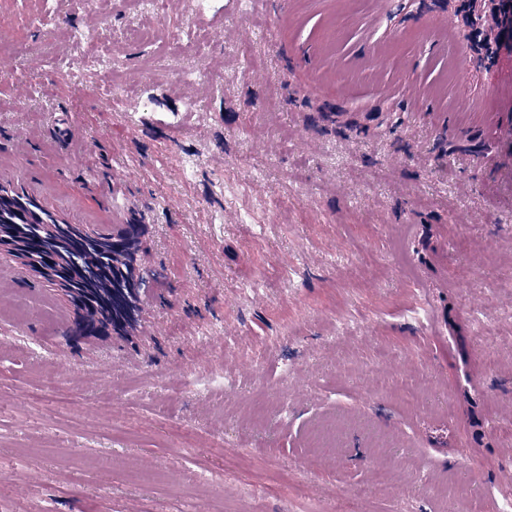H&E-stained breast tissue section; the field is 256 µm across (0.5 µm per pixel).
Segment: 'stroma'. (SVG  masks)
<instances>
[{
    "label": "stroma",
    "mask_w": 512,
    "mask_h": 512,
    "mask_svg": "<svg viewBox=\"0 0 512 512\" xmlns=\"http://www.w3.org/2000/svg\"><path fill=\"white\" fill-rule=\"evenodd\" d=\"M391 7L0 0V183L73 224L137 225L146 277L131 338L79 336L0 259V512L502 497L512 55L485 68L446 11Z\"/></svg>",
    "instance_id": "stroma-1"
}]
</instances>
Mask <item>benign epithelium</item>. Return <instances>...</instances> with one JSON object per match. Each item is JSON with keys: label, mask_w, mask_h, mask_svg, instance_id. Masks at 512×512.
Returning a JSON list of instances; mask_svg holds the SVG:
<instances>
[{"label": "benign epithelium", "mask_w": 512, "mask_h": 512, "mask_svg": "<svg viewBox=\"0 0 512 512\" xmlns=\"http://www.w3.org/2000/svg\"><path fill=\"white\" fill-rule=\"evenodd\" d=\"M448 14L460 18L458 35L466 47L480 60L484 59V48L491 50L497 58L503 50L512 51V7L505 10L501 0H438ZM9 206L18 218L27 223L41 222L40 238L32 241L18 236L11 224L0 225V254L13 257L16 267L50 284L64 299L74 304L82 314L78 318L79 332L94 336L99 326L112 327V335L125 337L131 323L115 319L108 321L95 314L96 304L89 294L76 287L78 274L86 265L81 257L58 246L54 250L48 243H60L68 238L77 241L104 239L112 249V257L130 252L136 238L138 225L114 224L112 232L103 233L81 224H71L56 216L47 221L45 209L34 198L27 197L14 188L0 184V206Z\"/></svg>", "instance_id": "1"}]
</instances>
